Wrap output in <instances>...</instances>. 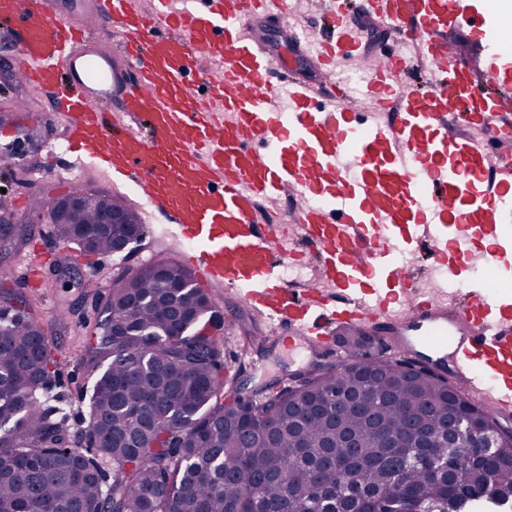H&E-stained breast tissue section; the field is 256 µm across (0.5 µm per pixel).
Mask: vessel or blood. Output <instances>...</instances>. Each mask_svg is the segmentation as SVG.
Here are the masks:
<instances>
[{"label":"vessel or blood","instance_id":"1","mask_svg":"<svg viewBox=\"0 0 512 512\" xmlns=\"http://www.w3.org/2000/svg\"><path fill=\"white\" fill-rule=\"evenodd\" d=\"M366 12L405 25L431 86L385 96L404 54L373 56L367 91L387 118L364 111L334 74L359 35L337 25L311 50L335 99L312 102L308 86L247 26L286 18L288 0H95L72 20L48 0H0L22 83L46 91L66 125L69 152L133 175L145 203L177 224L184 263L213 289L230 288L270 325L277 345L309 364L356 328L389 348L451 372L493 412L512 410V305L483 279L458 285L453 264L512 263L502 233L512 223V136L487 113H512V27H487L478 0H365ZM487 27L479 74L456 69L452 27ZM120 33L117 52L102 37ZM208 63L206 89L189 67ZM288 98L292 111L275 102ZM456 118H449L450 109ZM479 129L464 137L461 126ZM498 145L488 156L486 144ZM293 190V223L257 222L259 199ZM488 245L473 249L475 233ZM429 263L416 285L406 257ZM311 270L301 287L285 262Z\"/></svg>","mask_w":512,"mask_h":512}]
</instances>
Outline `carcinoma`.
<instances>
[{
    "label": "carcinoma",
    "mask_w": 512,
    "mask_h": 512,
    "mask_svg": "<svg viewBox=\"0 0 512 512\" xmlns=\"http://www.w3.org/2000/svg\"><path fill=\"white\" fill-rule=\"evenodd\" d=\"M121 204L93 195L54 224L89 253L125 242L101 223ZM184 264L147 262L116 277L95 350L106 367L90 396L84 439L38 389L57 367L41 324L0 310V512H464L512 502V442L490 453L448 447V416H492L448 379L402 361H366L369 339L344 333L342 371L316 366L260 398L229 386L212 294ZM341 393L372 404L336 413ZM112 465V481L104 466Z\"/></svg>",
    "instance_id": "cac0c4a2"
}]
</instances>
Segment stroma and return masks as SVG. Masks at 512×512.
I'll use <instances>...</instances> for the list:
<instances>
[{
	"mask_svg": "<svg viewBox=\"0 0 512 512\" xmlns=\"http://www.w3.org/2000/svg\"><path fill=\"white\" fill-rule=\"evenodd\" d=\"M335 3L336 11L330 14L320 0H289L287 27L267 22L258 30L260 37L282 59L285 69L313 86L321 84L322 76L302 50L298 37L305 31L322 35L329 30L331 18L345 20L361 35L358 52L338 67V75L363 76L370 55L388 53L399 46L398 25L380 22L372 28L366 26L367 14L362 9V0H335ZM1 112L13 113L14 122L0 128V188L14 198L13 220L25 225L26 231L21 244L0 250V270L9 274L0 284V304L8 298L31 303L36 319L49 336L58 363L52 392L67 400L66 425L77 436L87 425L89 397L101 371L91 358L89 341L102 304L112 289V280L140 264L173 258L167 238L171 227L158 220L146 224L142 241L129 244L121 252L76 255L82 287H70L67 281L53 277L48 265L44 266L37 282L25 285L36 245L54 237L52 224L34 223L37 211L32 203L36 200L47 203L64 195L60 178L48 173L47 165L50 156L67 158V141L64 124L47 98L17 80L0 81ZM24 127L38 129L39 136L35 142L19 147L15 139ZM215 298L218 312L229 325L222 340L226 364L241 385L255 391L275 385L298 370V362L290 360L282 349L268 340L266 324L233 292H219Z\"/></svg>",
	"mask_w": 512,
	"mask_h": 512,
	"instance_id": "1",
	"label": "stroma"
}]
</instances>
